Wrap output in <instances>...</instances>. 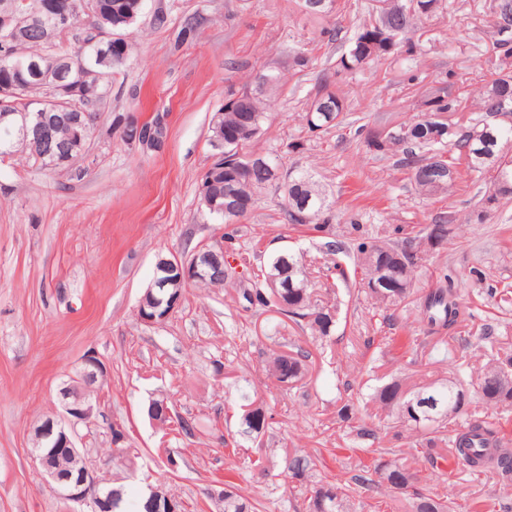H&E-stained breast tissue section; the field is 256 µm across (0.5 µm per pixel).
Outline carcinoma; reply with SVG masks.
Returning <instances> with one entry per match:
<instances>
[{"label": "carcinoma", "instance_id": "1", "mask_svg": "<svg viewBox=\"0 0 512 512\" xmlns=\"http://www.w3.org/2000/svg\"><path fill=\"white\" fill-rule=\"evenodd\" d=\"M48 2L46 12L33 25L24 27L9 42L17 59L68 55L75 69L72 82H80L77 67H87L86 88L77 95L67 96L53 92V79H33L28 69L0 67V85H15L20 97L14 110L25 108L26 100H48L49 116H64L66 120L51 127L52 141L56 146L75 151L81 145L76 139L78 132H92L93 122L112 93V82L120 73L131 50L125 44L119 54L95 56L90 54L89 42L92 30L106 28L128 35L144 14V0H94L91 13H82L75 19V26L64 38L51 43L44 38L42 26L52 16L64 10L70 0H29L31 13L40 11ZM442 0H376V11L367 23L361 25L349 41V45L336 59V73H353L389 57L403 48L414 51V43L406 37L418 22L437 14ZM497 26L501 33L512 29V0H500L495 5ZM204 18L198 14L187 15L180 23L175 42L184 43L196 37ZM258 92L232 93L213 115L209 145L213 154L222 152L223 141L238 140L237 158L224 160V166L211 164L201 175L198 198L201 207L224 223L223 240L232 247L238 236V221L254 207L258 195L264 190L278 196V207L289 224H300V215L307 214L305 226L318 234L329 235L334 219L331 204L319 190L310 173L298 171L286 165L288 155L299 153L304 143L289 142L280 150L262 155L252 150L253 143L261 136L266 110L272 99L264 93L272 89L279 77L271 73L256 76ZM459 101L439 88L428 93L422 101V113L410 122L370 129L365 137L369 149L379 153L400 152L403 166L411 174L415 190L426 197L448 191V176H456L455 160H464L466 167L477 177L489 175L492 191L480 199L481 205L496 203L512 195V157L502 149L512 143V71H501L471 97V110L479 116L469 117L462 123L453 118ZM345 111V100L340 90L332 89L328 81L318 86L308 103L304 116L308 132L314 136L324 133L340 123ZM501 114L504 119L491 122L489 118ZM45 141L32 132L19 144L13 154H26L43 167H49L51 159L42 157ZM225 206L223 210L207 207L213 199ZM429 228L413 227L398 229L400 237L380 239L369 235L360 224H349L343 231L344 243L340 246L328 242L327 248L349 258L354 270L360 272V287L379 305H397L414 294V275L419 266V245L428 236ZM264 281L253 288H241L239 292L250 308H274L297 325H305L310 335L322 340L331 336L336 327L337 309L323 306L313 298L310 271L303 256L288 251L271 256L262 272ZM237 273L231 264L210 272L195 281L204 288H224L235 284ZM417 322L430 332L454 326L461 316L458 292L454 286L436 288L418 299ZM309 352L297 348L288 353L270 349L263 360L262 371L282 386L299 382L306 372ZM463 384L458 379L433 382L409 393L402 391V384L393 381L378 388L371 397L376 409L394 416L406 431L417 439L418 447L407 455L400 448H385L383 453L390 459H378L373 467L362 469L351 480L361 486L391 491L408 482L409 512H448V502L430 490L416 485L417 473L411 465L420 461L430 465L431 475L439 479L436 448L447 444L449 452L464 467L475 470L482 464V454L477 448H485L491 442L501 443L496 431L476 420L465 431L445 437L443 429L448 420L458 415V396ZM478 393L486 407L512 406V355H496L484 366L478 382ZM239 435L259 437L272 429L273 416L264 412L257 398L243 395ZM176 423L178 433L190 437L196 429L195 419L172 412L164 424ZM115 448L112 461L128 469L134 465L137 452L128 442L112 440ZM48 465L61 472L74 471L86 466L84 454L75 457L49 460ZM315 464L310 455L294 449L288 457L287 473L310 493L309 512H354L351 486L314 481ZM100 493L112 498V512H130L124 498L123 487L100 486ZM220 512H255V504L239 494L233 486L222 498L214 499Z\"/></svg>", "mask_w": 512, "mask_h": 512}]
</instances>
